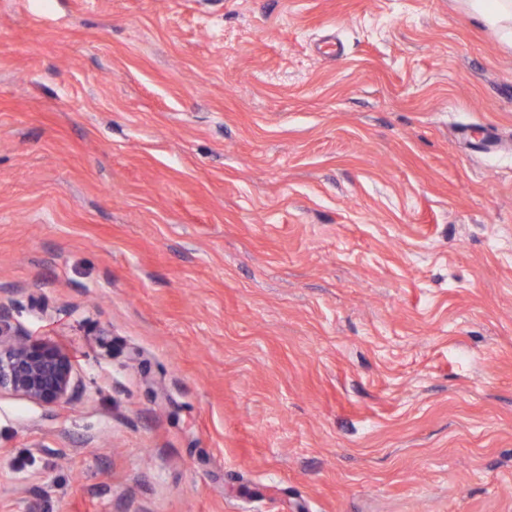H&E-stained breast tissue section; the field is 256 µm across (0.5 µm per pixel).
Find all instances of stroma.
I'll return each instance as SVG.
<instances>
[{
    "instance_id": "stroma-1",
    "label": "stroma",
    "mask_w": 512,
    "mask_h": 512,
    "mask_svg": "<svg viewBox=\"0 0 512 512\" xmlns=\"http://www.w3.org/2000/svg\"><path fill=\"white\" fill-rule=\"evenodd\" d=\"M0 302L79 380L0 392V512H512V46L464 0H0Z\"/></svg>"
}]
</instances>
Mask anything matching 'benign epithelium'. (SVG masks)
I'll use <instances>...</instances> for the list:
<instances>
[{
    "mask_svg": "<svg viewBox=\"0 0 512 512\" xmlns=\"http://www.w3.org/2000/svg\"><path fill=\"white\" fill-rule=\"evenodd\" d=\"M8 319V310L0 304V391L47 405L67 400L77 388L69 357L12 332Z\"/></svg>",
    "mask_w": 512,
    "mask_h": 512,
    "instance_id": "1",
    "label": "benign epithelium"
}]
</instances>
